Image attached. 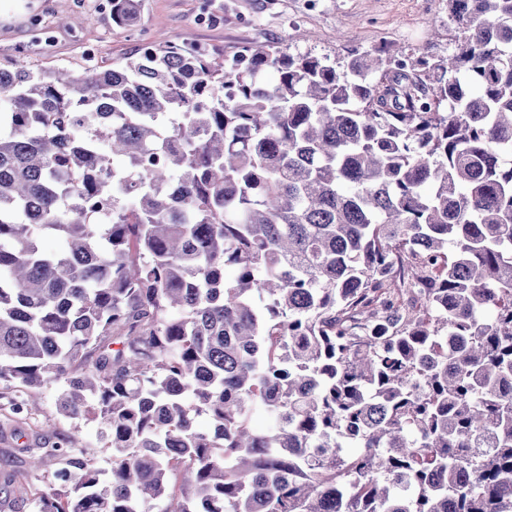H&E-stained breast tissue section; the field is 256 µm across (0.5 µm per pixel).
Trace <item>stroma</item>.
Masks as SVG:
<instances>
[{"label":"stroma","instance_id":"stroma-1","mask_svg":"<svg viewBox=\"0 0 512 512\" xmlns=\"http://www.w3.org/2000/svg\"><path fill=\"white\" fill-rule=\"evenodd\" d=\"M98 0H0V64L24 58L40 68L78 66L87 55L112 64L139 46L140 34H165L230 59L260 46L341 58L370 46L420 47L433 55L455 50L446 0H141L133 27L113 24ZM93 23H84V16ZM58 390L44 389L26 420L25 447L0 435V470L42 445L47 426L75 433L99 470L112 467V451L94 422L59 414Z\"/></svg>","mask_w":512,"mask_h":512}]
</instances>
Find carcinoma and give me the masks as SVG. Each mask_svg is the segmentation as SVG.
I'll use <instances>...</instances> for the list:
<instances>
[{
  "label": "carcinoma",
  "mask_w": 512,
  "mask_h": 512,
  "mask_svg": "<svg viewBox=\"0 0 512 512\" xmlns=\"http://www.w3.org/2000/svg\"><path fill=\"white\" fill-rule=\"evenodd\" d=\"M447 2L451 57L0 65V433L55 384L112 448L48 427L38 512H512V0Z\"/></svg>",
  "instance_id": "carcinoma-1"
}]
</instances>
